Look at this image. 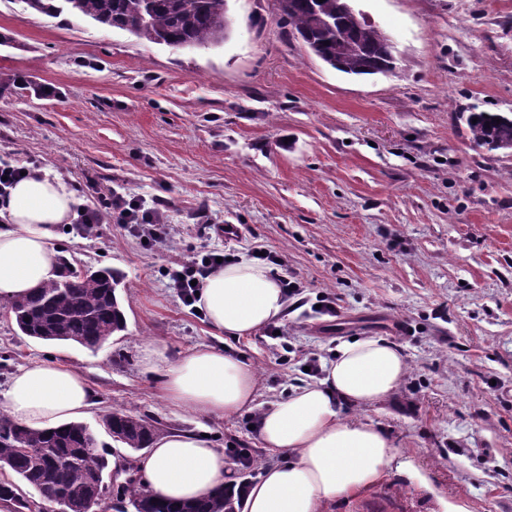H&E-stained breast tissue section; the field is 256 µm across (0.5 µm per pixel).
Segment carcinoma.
Masks as SVG:
<instances>
[{
    "label": "carcinoma",
    "mask_w": 512,
    "mask_h": 512,
    "mask_svg": "<svg viewBox=\"0 0 512 512\" xmlns=\"http://www.w3.org/2000/svg\"><path fill=\"white\" fill-rule=\"evenodd\" d=\"M33 11L53 15L63 10L126 31L138 39L178 48H209L230 31L228 0H23ZM281 19L318 58L348 75H379L393 70L387 39L364 18L339 14L342 0H277ZM477 122H472V119ZM471 140L490 150L512 149V117L472 112L466 117ZM118 277L109 269H78L62 260L58 275L31 294L9 300L4 309L22 334L44 342L102 346L126 330L116 294ZM112 440L137 452L158 435L159 422L149 415L114 409L103 417ZM111 452L87 424L74 421L52 430L17 423L0 412V468L9 469L26 486L46 489L58 506L72 509L93 496L96 478L112 472ZM63 463L48 465L51 458ZM120 503L133 512H238L231 494L207 495L189 503L158 497L137 480L133 467L121 486ZM0 501L12 512H29L35 501L20 495L12 482H0Z\"/></svg>",
    "instance_id": "cac0c4a2"
}]
</instances>
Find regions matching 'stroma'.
I'll use <instances>...</instances> for the list:
<instances>
[{
  "mask_svg": "<svg viewBox=\"0 0 512 512\" xmlns=\"http://www.w3.org/2000/svg\"><path fill=\"white\" fill-rule=\"evenodd\" d=\"M389 39L385 75L350 76L314 55L276 0H228L223 44H154L69 13L0 0V161L66 180L75 208L93 204L85 174L145 198L175 230L147 251L116 224L94 236L56 228L60 255L119 272L127 322L97 350L23 335L0 308V393L14 373L54 360L85 376L96 405L162 431L205 433L250 449L231 463L253 482L281 461L254 413L205 417L167 403L152 346L173 361L207 344L258 371L267 408L309 381L308 357L331 360L351 337H380L405 356L394 394L342 413L380 426L419 477L388 471L366 495L400 512H512V149L469 138L460 113L512 115V0H355ZM233 227L230 235L204 232ZM282 256L302 292L284 340L220 339L163 275L212 250ZM335 300L336 316L318 305Z\"/></svg>",
  "mask_w": 512,
  "mask_h": 512,
  "instance_id": "1",
  "label": "stroma"
}]
</instances>
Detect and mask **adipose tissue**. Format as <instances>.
<instances>
[{"label": "adipose tissue", "mask_w": 512, "mask_h": 512, "mask_svg": "<svg viewBox=\"0 0 512 512\" xmlns=\"http://www.w3.org/2000/svg\"><path fill=\"white\" fill-rule=\"evenodd\" d=\"M73 204L71 186L48 173L10 189L0 208L1 301L28 294L54 277L55 228L70 222ZM198 306L211 327L239 339L282 318L286 300L271 269L242 259L206 279ZM145 360L159 367L161 390L173 406L205 416H232L253 407L255 370L223 348L201 345L167 363L158 349L149 348ZM407 370L401 352L384 339L340 344L320 380L294 387L261 414L264 447L287 457L264 467L243 512H324L327 503L378 482L391 468H404L400 450L380 427L344 417L341 406L388 399ZM0 405L24 425L51 429L90 413L95 398L79 372L40 363L13 375ZM135 466L149 489L174 502L221 492L232 482L223 450L195 433L157 436Z\"/></svg>", "instance_id": "ef3b65f1"}]
</instances>
